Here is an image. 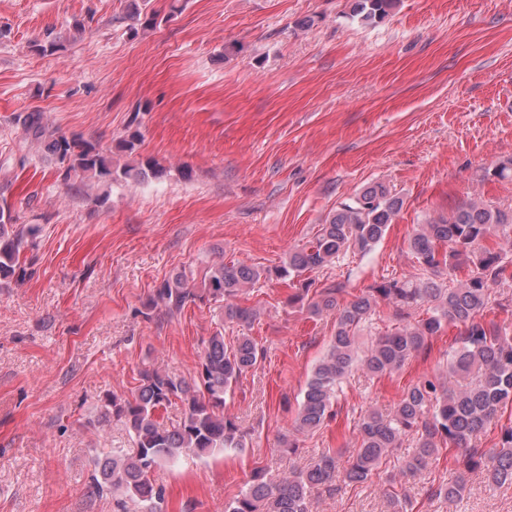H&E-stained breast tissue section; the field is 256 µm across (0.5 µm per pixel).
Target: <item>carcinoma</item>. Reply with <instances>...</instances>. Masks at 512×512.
<instances>
[{"label": "carcinoma", "instance_id": "obj_1", "mask_svg": "<svg viewBox=\"0 0 512 512\" xmlns=\"http://www.w3.org/2000/svg\"><path fill=\"white\" fill-rule=\"evenodd\" d=\"M394 7L395 0H354L352 13L361 23L373 24ZM128 19L127 32L132 37L157 26V15L136 2L130 4ZM14 121L22 127L26 141L45 143L63 183L75 193L89 183L165 174L156 160L133 158L140 139L137 130L118 140L112 150L50 129L39 110L20 112ZM115 151L130 161L114 162ZM73 174L80 177V183H68ZM403 205V199L384 183L368 184L340 202L315 237L290 252L279 266L220 262L211 267L201 289L177 274L154 290L148 302L151 309L173 315L198 301H222L224 318L247 327L258 311L233 302L241 291L273 278L302 279L300 291L289 302L306 306L312 316L333 317L336 332L298 404L293 424L298 433L315 432L337 415V394L353 369L365 371L372 379L389 376L425 350L445 327L456 329V350L448 359V373L457 378L456 387L435 376L417 380L403 391L389 414L373 410L359 417L354 450L346 462H341V450L327 449L306 468L276 482L256 470L224 504V512H311L314 490L323 487L332 492L371 480L410 434L415 448L402 461V476L426 472L440 456H448L449 478L431 487L430 496L462 499L468 475L474 472L481 473L491 487L512 485V421L501 422L504 409L512 405V336L500 324L484 319L491 290L508 270L500 243L488 245L486 241L497 228L512 224V214L473 202L437 222L417 225L408 239L416 279L385 278L369 292L344 302L339 299L340 285L316 288L308 278L346 253L362 257L370 253ZM39 232L40 225L19 224L11 206L0 205V288L29 275L20 256ZM456 269L466 270V275L451 287L444 274ZM381 302L393 306L403 324L362 345L359 332ZM424 302L433 304L430 315L415 324L406 322L410 311ZM264 356L263 347L253 337L244 334L228 345L223 333L216 331L205 342L197 378L188 381L158 369L141 372L139 385L124 397L112 396L101 412L104 422L124 423L134 448L95 459L90 475L93 492L103 496L119 490L137 504L138 512H163L166 488L153 478L156 468L184 454L245 447L237 421L224 416V397ZM175 404L182 406L183 417L168 428L160 422L161 412ZM482 432L495 433L487 449L474 443ZM394 484L396 479L391 477L382 489L388 512H414L412 498L394 491Z\"/></svg>", "mask_w": 512, "mask_h": 512}]
</instances>
